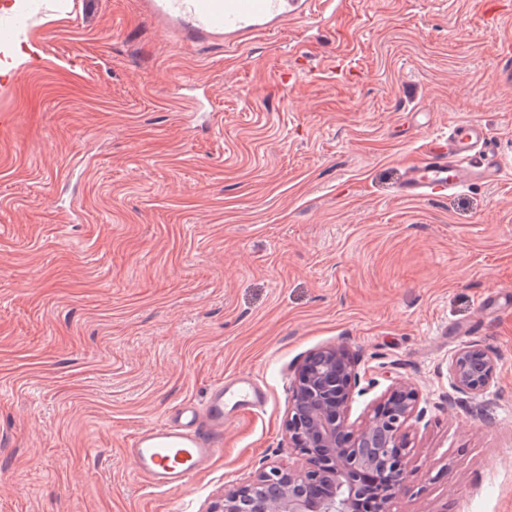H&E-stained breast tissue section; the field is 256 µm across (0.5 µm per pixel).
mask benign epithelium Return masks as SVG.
Instances as JSON below:
<instances>
[{
    "label": "benign epithelium",
    "instance_id": "1",
    "mask_svg": "<svg viewBox=\"0 0 512 512\" xmlns=\"http://www.w3.org/2000/svg\"><path fill=\"white\" fill-rule=\"evenodd\" d=\"M453 395L469 402L494 382L496 359L476 342L462 345L448 365ZM358 373L341 348L310 354L293 374L285 427L290 447L321 463L257 471L250 483L224 490L210 512H355L360 478L387 476L388 499L402 488L409 467L407 428L421 418L418 395L403 382L392 383L383 400L357 429L348 428Z\"/></svg>",
    "mask_w": 512,
    "mask_h": 512
}]
</instances>
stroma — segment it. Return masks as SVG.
I'll return each mask as SVG.
<instances>
[{"mask_svg": "<svg viewBox=\"0 0 512 512\" xmlns=\"http://www.w3.org/2000/svg\"><path fill=\"white\" fill-rule=\"evenodd\" d=\"M485 2L340 0L228 52L136 0H47L20 33L41 67L0 80V512H208L302 464L289 382L334 345L349 427L393 382L419 395L390 512H512V12ZM461 120L500 176L398 197ZM470 341L497 358L480 417L448 401ZM230 377L264 406L189 490L147 488L131 438Z\"/></svg>", "mask_w": 512, "mask_h": 512, "instance_id": "35a3bbf8", "label": "stroma"}]
</instances>
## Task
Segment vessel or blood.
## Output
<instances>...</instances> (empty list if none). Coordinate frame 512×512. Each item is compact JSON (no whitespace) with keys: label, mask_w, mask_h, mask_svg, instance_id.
Here are the masks:
<instances>
[{"label":"vessel or blood","mask_w":512,"mask_h":512,"mask_svg":"<svg viewBox=\"0 0 512 512\" xmlns=\"http://www.w3.org/2000/svg\"><path fill=\"white\" fill-rule=\"evenodd\" d=\"M154 21L168 26L189 46L215 43L225 48L246 45L261 36L279 35L288 24L324 15L335 0H140ZM490 138L479 122L466 120L448 129V139L434 143L424 167L407 172L396 192L407 199L445 194L500 173L495 160L474 162L475 152L487 148ZM254 408L265 400L252 383H218L203 410L177 411L164 423L143 430L128 450L139 476L155 489L183 491L190 478L205 470L217 452L228 421L226 401Z\"/></svg>","instance_id":"1"}]
</instances>
